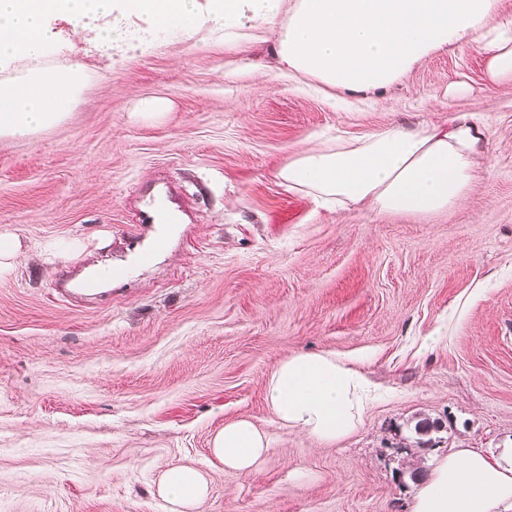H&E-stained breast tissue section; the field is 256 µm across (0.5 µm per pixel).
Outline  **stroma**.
<instances>
[{"label": "stroma", "mask_w": 512, "mask_h": 512, "mask_svg": "<svg viewBox=\"0 0 512 512\" xmlns=\"http://www.w3.org/2000/svg\"><path fill=\"white\" fill-rule=\"evenodd\" d=\"M275 38L249 23L122 50L49 21V64L85 84L55 126L0 140V233L22 244L0 273V512H168L156 482L183 463L209 472L196 512H410L403 471L512 445V84L466 46L339 97L278 71ZM143 98L167 107L139 115ZM459 112L483 113L486 142L447 213L325 208L277 177L319 139ZM161 191L179 223H136ZM111 264V290L73 293ZM294 351L357 357L385 389L350 437L274 423L267 379ZM244 417L270 437L249 476L209 451Z\"/></svg>", "instance_id": "35a3bbf8"}]
</instances>
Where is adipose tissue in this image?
<instances>
[{
  "label": "adipose tissue",
  "mask_w": 512,
  "mask_h": 512,
  "mask_svg": "<svg viewBox=\"0 0 512 512\" xmlns=\"http://www.w3.org/2000/svg\"><path fill=\"white\" fill-rule=\"evenodd\" d=\"M0 0V138L22 137L61 121L84 80L79 66H46L47 22L69 17L105 42L126 41L119 18L139 16L151 32L194 36L203 26L232 31L242 18L280 22L275 54L282 69L341 94L387 89L423 59L469 45L495 82H512V14L499 0ZM486 124L478 112L412 127L388 123L296 152L278 176L289 189L340 209L436 216L458 207L478 179ZM378 387L352 360L295 352L270 373L266 399L280 427L334 444L361 424ZM251 420L226 423L211 453L225 470L249 475L268 451ZM169 512H195L207 497L201 468L177 465L158 483ZM411 512H512V448L491 457L449 452L416 490Z\"/></svg>",
  "instance_id": "1"
}]
</instances>
